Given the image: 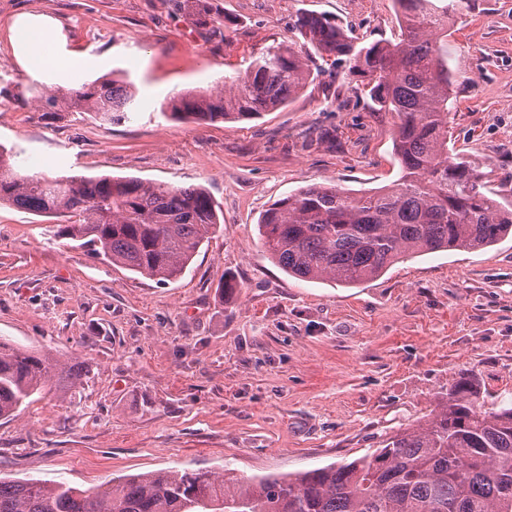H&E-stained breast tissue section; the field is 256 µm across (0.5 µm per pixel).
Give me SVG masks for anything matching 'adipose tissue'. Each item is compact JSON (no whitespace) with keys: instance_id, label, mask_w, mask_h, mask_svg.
<instances>
[{"instance_id":"obj_1","label":"adipose tissue","mask_w":512,"mask_h":512,"mask_svg":"<svg viewBox=\"0 0 512 512\" xmlns=\"http://www.w3.org/2000/svg\"><path fill=\"white\" fill-rule=\"evenodd\" d=\"M14 44L18 61L28 69L54 70L77 81L86 67L83 58L56 52L53 29L43 22L17 25Z\"/></svg>"}]
</instances>
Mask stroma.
<instances>
[{
    "instance_id": "35a3bbf8",
    "label": "stroma",
    "mask_w": 512,
    "mask_h": 512,
    "mask_svg": "<svg viewBox=\"0 0 512 512\" xmlns=\"http://www.w3.org/2000/svg\"><path fill=\"white\" fill-rule=\"evenodd\" d=\"M0 0V145L52 176L135 177L207 189L224 214L176 280L105 263L57 237L56 219L0 207V339L76 365L0 419V477L92 491L164 469L294 473L349 462L423 423L440 392L476 375L480 400L512 399V236L411 257L358 287L286 275L258 222L288 193L389 185L397 118L323 61L289 105L258 118L163 116L172 93L220 89L250 56L294 39L304 13L363 43L398 36L392 0ZM46 16L82 83L126 72L139 108L100 124L43 118L15 95L66 78L22 67L13 24ZM450 150L512 190V0H459L448 38ZM233 293H225V280Z\"/></svg>"
}]
</instances>
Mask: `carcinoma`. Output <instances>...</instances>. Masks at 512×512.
<instances>
[{"instance_id": "1", "label": "carcinoma", "mask_w": 512, "mask_h": 512, "mask_svg": "<svg viewBox=\"0 0 512 512\" xmlns=\"http://www.w3.org/2000/svg\"><path fill=\"white\" fill-rule=\"evenodd\" d=\"M401 33L359 45L335 20L297 17L301 43H278L224 78V90L184 91L167 103L178 119H252L289 104L314 80L317 59L345 63L376 112L398 118L399 176L376 191L313 184L280 199L259 226L269 257L304 281L353 287L409 254L492 247L512 235V193L484 192L483 173L448 150L454 81L448 66L449 0H393ZM134 84L105 78L79 89L21 93L49 118L89 112L128 119ZM0 146V206L67 213L57 233L98 258L160 283L177 278L221 226L202 187L137 178L23 173ZM80 374L50 353L0 341V418L48 382ZM0 512H512V403L486 407L468 375L441 393L430 418L350 462L247 479L208 470L127 476L82 491L65 483L0 478Z\"/></svg>"}]
</instances>
